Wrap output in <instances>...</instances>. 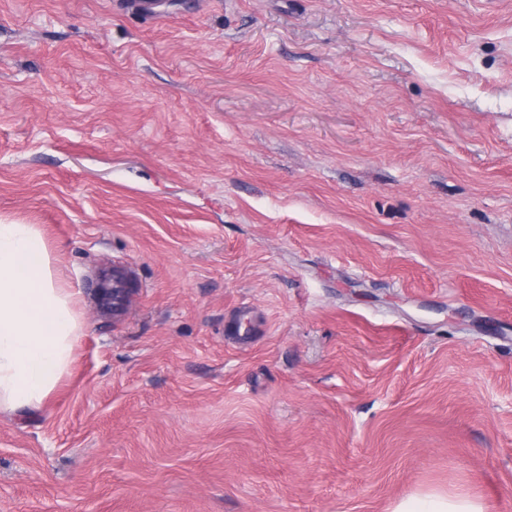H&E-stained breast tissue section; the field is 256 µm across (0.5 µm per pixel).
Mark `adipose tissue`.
Segmentation results:
<instances>
[{"mask_svg":"<svg viewBox=\"0 0 512 512\" xmlns=\"http://www.w3.org/2000/svg\"><path fill=\"white\" fill-rule=\"evenodd\" d=\"M83 325L35 225L0 222V411L37 410L68 373ZM393 512H483L466 498L401 500Z\"/></svg>","mask_w":512,"mask_h":512,"instance_id":"1","label":"adipose tissue"}]
</instances>
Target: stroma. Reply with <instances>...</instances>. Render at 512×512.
<instances>
[{
  "label": "stroma",
  "mask_w": 512,
  "mask_h": 512,
  "mask_svg": "<svg viewBox=\"0 0 512 512\" xmlns=\"http://www.w3.org/2000/svg\"><path fill=\"white\" fill-rule=\"evenodd\" d=\"M0 221L83 321L0 512H512V0H0ZM482 505L466 498L426 495L401 500L392 512H483Z\"/></svg>",
  "instance_id": "obj_1"
}]
</instances>
